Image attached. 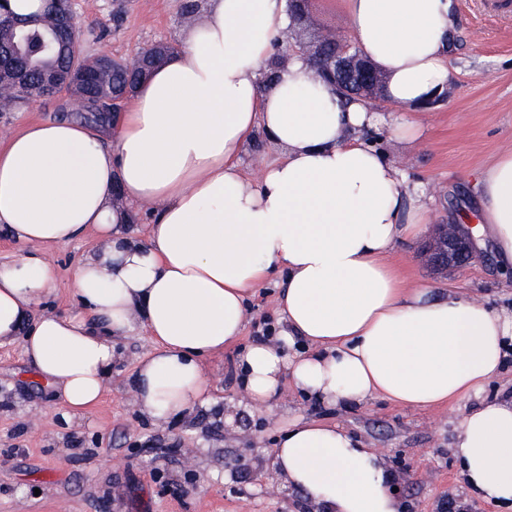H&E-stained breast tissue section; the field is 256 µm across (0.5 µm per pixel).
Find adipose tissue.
<instances>
[{
	"label": "adipose tissue",
	"mask_w": 512,
	"mask_h": 512,
	"mask_svg": "<svg viewBox=\"0 0 512 512\" xmlns=\"http://www.w3.org/2000/svg\"><path fill=\"white\" fill-rule=\"evenodd\" d=\"M351 37L386 93L419 107L442 93L456 0H344ZM202 18L137 88L110 131L32 122L0 145V346L24 355L70 417L97 405L112 377L114 337L146 330L155 347L133 375L140 412L161 424L210 402L206 359L236 342L253 288L284 275L277 343L239 356L243 401L272 407L285 384L329 407L381 398L402 407L478 402L452 453L469 488L512 503V400L484 391L500 373L512 316L462 295L405 287L387 258L428 220L410 184L362 129L387 120L317 80L292 57L267 63L288 27L286 0H204ZM281 151L253 179L240 155L256 130ZM502 271H512V153L477 180ZM148 208L146 239L131 229ZM98 234L74 271V306L43 311L52 249ZM271 469L322 512H405L384 457L347 429L293 421Z\"/></svg>",
	"instance_id": "1"
}]
</instances>
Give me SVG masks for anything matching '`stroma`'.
<instances>
[{
  "mask_svg": "<svg viewBox=\"0 0 512 512\" xmlns=\"http://www.w3.org/2000/svg\"><path fill=\"white\" fill-rule=\"evenodd\" d=\"M503 2L504 9L494 10L488 0H457L460 22L448 56L449 81L437 103L412 113L417 137L411 144L383 130L371 133L390 159L402 161L412 182L429 187L434 224L451 218L478 223V175L497 155L512 152V0ZM75 8L82 26L79 48L86 55L124 57L157 42L175 44L187 27L180 0H76ZM349 29L342 0H311L306 21L293 33L318 40L333 32L346 40ZM60 118L51 102L0 111V141L29 122ZM432 237L428 231L400 243L392 255L407 286L423 283L437 296L480 297L512 314V273L500 272L491 245L478 247L466 266L438 271L424 259ZM96 244L91 232L52 250L57 275L45 311L72 308L75 267ZM280 283L276 276L255 287L241 338L206 361L211 404L163 424L142 417L128 384L138 359L152 347L145 332L116 338L119 358L106 395L70 422L54 393L34 376L20 343L1 346L0 512H313L303 493L269 466L277 437L297 416L340 423L388 455L408 512L479 503L450 452L475 398L426 409L376 399L327 413L289 386L273 409L242 404L232 363L264 324L278 323ZM228 414L233 423L225 422ZM482 506L484 512H512L507 504Z\"/></svg>",
  "mask_w": 512,
  "mask_h": 512,
  "instance_id": "1",
  "label": "stroma"
}]
</instances>
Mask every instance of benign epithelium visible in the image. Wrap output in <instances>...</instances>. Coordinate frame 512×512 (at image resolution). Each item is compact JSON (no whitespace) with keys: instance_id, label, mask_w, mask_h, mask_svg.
I'll use <instances>...</instances> for the list:
<instances>
[{"instance_id":"benign-epithelium-1","label":"benign epithelium","mask_w":512,"mask_h":512,"mask_svg":"<svg viewBox=\"0 0 512 512\" xmlns=\"http://www.w3.org/2000/svg\"><path fill=\"white\" fill-rule=\"evenodd\" d=\"M61 2L68 4L69 8L57 15L59 31H71L75 29L77 20L75 0ZM309 2L310 0H287V11L292 25L305 21ZM293 55L308 58L312 62L315 77L344 94L373 101L384 99L381 74L346 40L334 35H327L317 41L301 38L283 40L279 43L270 66L275 68L285 64ZM121 66L126 72L140 77L146 76L151 70L149 59L143 50L121 59ZM22 85L24 79L18 73H11L9 79L0 77V106H12ZM88 85L89 77L73 69L59 71L45 79L46 90L62 93L67 109L77 115L91 109ZM425 256L428 263L435 267L446 269L450 266H463L476 256V244L469 229L450 221L436 225L433 240Z\"/></svg>"}]
</instances>
